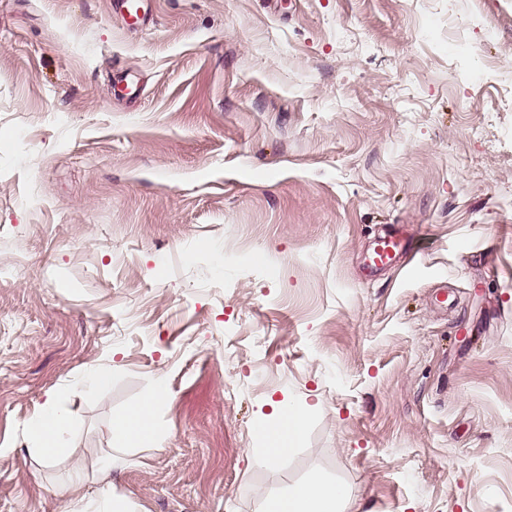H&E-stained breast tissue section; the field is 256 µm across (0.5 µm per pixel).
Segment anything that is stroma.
<instances>
[{"label": "stroma", "mask_w": 512, "mask_h": 512, "mask_svg": "<svg viewBox=\"0 0 512 512\" xmlns=\"http://www.w3.org/2000/svg\"><path fill=\"white\" fill-rule=\"evenodd\" d=\"M112 2L0 0V512H512V0ZM408 252L406 239L398 233L380 235L373 243L368 257L369 265L382 267L391 265L396 259L406 256ZM155 401V397L143 400L117 419L113 426L111 448L115 447L112 444L114 440L119 445L127 442H140L148 444V447L159 446L162 436L152 420ZM68 417L54 404H47L44 411L27 422L28 431L35 443L33 453L45 465L50 466L63 455ZM341 492L323 478L297 484L279 501V512H336Z\"/></svg>", "instance_id": "obj_1"}]
</instances>
